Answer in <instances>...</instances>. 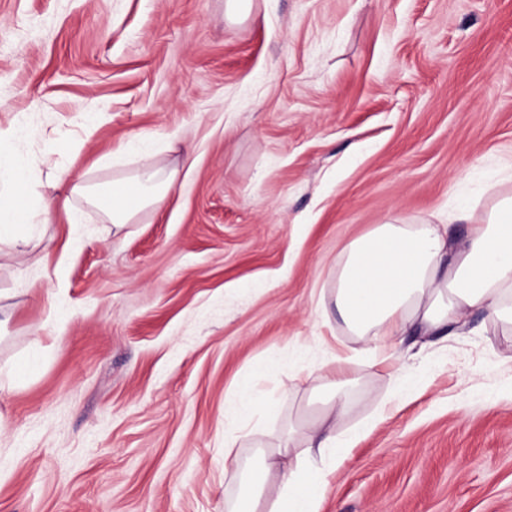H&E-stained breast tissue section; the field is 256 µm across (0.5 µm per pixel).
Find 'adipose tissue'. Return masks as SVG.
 <instances>
[{
    "mask_svg": "<svg viewBox=\"0 0 512 512\" xmlns=\"http://www.w3.org/2000/svg\"><path fill=\"white\" fill-rule=\"evenodd\" d=\"M152 153V146L140 147V167L113 180L111 193L81 182L72 191L111 219L113 232H121L168 197L174 176L149 164ZM32 217L27 201L0 196V246H28ZM456 219L469 227L460 240L449 239L446 225L408 224L389 215L344 248L333 300L346 327L364 342L359 357L386 363L399 356L406 337L458 335L475 312L512 324V196L480 216L460 208ZM349 362L333 357L322 374L329 393L320 400L305 451L295 453L286 438L268 448L259 481L232 512H320L328 475L321 453L349 445L337 430L350 413L342 399L351 384ZM267 369L260 364L242 381L226 418L245 426L265 414L267 401L256 392L254 378Z\"/></svg>",
    "mask_w": 512,
    "mask_h": 512,
    "instance_id": "1",
    "label": "adipose tissue"
}]
</instances>
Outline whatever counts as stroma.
I'll use <instances>...</instances> for the list:
<instances>
[{
	"instance_id": "1",
	"label": "stroma",
	"mask_w": 512,
	"mask_h": 512,
	"mask_svg": "<svg viewBox=\"0 0 512 512\" xmlns=\"http://www.w3.org/2000/svg\"><path fill=\"white\" fill-rule=\"evenodd\" d=\"M143 134L176 179L116 234L70 188L137 169ZM0 152L52 213L0 250V512H228L361 344L343 247L391 212L460 239L452 213L512 195V0H0ZM263 359L270 428L228 477L225 404ZM348 375L361 435L322 512H512V328Z\"/></svg>"
}]
</instances>
